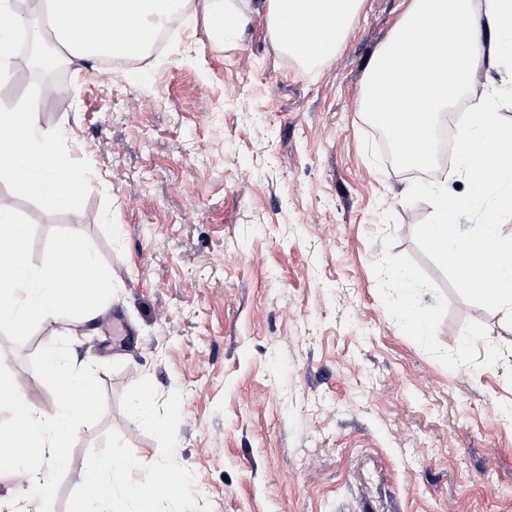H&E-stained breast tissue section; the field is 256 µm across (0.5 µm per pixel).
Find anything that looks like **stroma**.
I'll return each mask as SVG.
<instances>
[{
    "mask_svg": "<svg viewBox=\"0 0 512 512\" xmlns=\"http://www.w3.org/2000/svg\"><path fill=\"white\" fill-rule=\"evenodd\" d=\"M409 3L363 0L317 64L277 52L263 18L219 44L186 13L143 66L65 63L75 97L38 98L18 64L0 80V106L38 100L87 183L50 210L0 178L36 226L33 265L52 230L79 231L117 287L78 327L0 333V370L39 406L58 400L34 380L51 348L98 392L41 491L48 512H70L112 444L139 458L158 512H512V325L417 247L432 207L405 203L413 176L360 110ZM409 302L428 332L401 326ZM147 395L151 423L129 412Z\"/></svg>",
    "mask_w": 512,
    "mask_h": 512,
    "instance_id": "1",
    "label": "stroma"
}]
</instances>
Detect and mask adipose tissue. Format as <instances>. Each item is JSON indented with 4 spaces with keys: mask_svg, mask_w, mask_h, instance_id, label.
Returning <instances> with one entry per match:
<instances>
[{
    "mask_svg": "<svg viewBox=\"0 0 512 512\" xmlns=\"http://www.w3.org/2000/svg\"><path fill=\"white\" fill-rule=\"evenodd\" d=\"M362 0H35L21 14L14 0H0V76L14 57L17 31L51 44L43 69L62 57L91 62L101 57L135 59L156 33L180 13L202 11L216 41L242 39L253 14L265 17L271 44L304 62L333 56L361 10ZM512 39V0H485L475 13L472 0H412L389 40L373 56L363 88L361 109L387 133L397 164L417 167L432 151L439 112L454 103L478 72L503 74L512 80V62L502 53L503 38ZM39 107L0 111V175L8 176L45 206L73 201L84 191L56 138L43 131ZM43 376L56 378L61 404L45 412L27 396L16 395L14 382L0 372V395L12 397L13 428H0V447L15 448L16 461L29 451L35 486L48 484L53 465L63 455L80 413L72 393L95 395L81 371L49 357ZM137 467L120 451L105 454L99 466L84 474L72 512H152L146 491L129 483Z\"/></svg>",
    "mask_w": 512,
    "mask_h": 512,
    "instance_id": "1",
    "label": "adipose tissue"
}]
</instances>
